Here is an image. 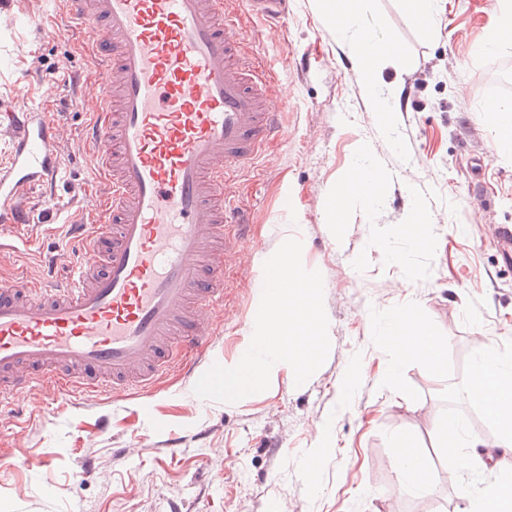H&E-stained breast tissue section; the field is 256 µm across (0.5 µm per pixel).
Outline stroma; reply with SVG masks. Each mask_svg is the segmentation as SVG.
Wrapping results in <instances>:
<instances>
[{
    "label": "stroma",
    "instance_id": "stroma-1",
    "mask_svg": "<svg viewBox=\"0 0 512 512\" xmlns=\"http://www.w3.org/2000/svg\"><path fill=\"white\" fill-rule=\"evenodd\" d=\"M0 11V168L10 161L15 127L6 113L18 106L53 108L61 130L56 201L67 209L92 192L94 151L81 136L88 116L74 104V72L97 88L99 65L82 51L74 31L41 38L32 18L64 23L59 0H6ZM437 27L428 33L411 18L407 0H370L366 25L391 37L402 69L385 68L382 96L395 110L390 134L369 111L350 42L336 33L320 0H288V12L269 26L248 0L236 8L246 35L275 71L283 95L284 141L271 145L260 175L240 194L255 224L238 242L242 266L258 279L284 238L303 243L302 262L319 270L331 347L324 365L302 386L287 371L268 390L235 402L197 396L194 380L173 372L152 396L66 405L47 383L20 395H0V512H267L280 500L288 512H462L459 489H482L499 473L484 460L464 467L434 448L430 416H464L472 430L494 439L496 430L469 394L472 358L481 337L512 348V267L502 261L497 231L512 225V155L499 153L500 131L486 103H512V52L473 57L497 0H440ZM42 83L27 81L28 73ZM368 156L380 176L375 203L348 199L340 218L328 201L347 169ZM483 195L471 194L474 183ZM419 192L435 240L419 249L404 235ZM41 191L24 205L31 222L30 255H0V276L25 266L32 279L41 255L67 241V224L51 220ZM405 255V278L379 260L378 246ZM257 291L229 280L223 326L209 362L233 364L243 337L252 335ZM405 309L436 336L447 368L428 372L404 362L395 385L381 369L394 352L379 318ZM357 366L358 387L343 395L338 383ZM410 435L437 474L431 495L418 497L399 481L394 442ZM178 437L177 453L165 442ZM55 462L35 469L43 449ZM316 455L315 481L304 462Z\"/></svg>",
    "mask_w": 512,
    "mask_h": 512
}]
</instances>
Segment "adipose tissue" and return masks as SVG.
Returning a JSON list of instances; mask_svg holds the SVG:
<instances>
[{"label":"adipose tissue","instance_id":"obj_1","mask_svg":"<svg viewBox=\"0 0 512 512\" xmlns=\"http://www.w3.org/2000/svg\"><path fill=\"white\" fill-rule=\"evenodd\" d=\"M512 48V0H498V12L483 40L476 46L478 56L503 53ZM351 57L358 71L370 112L381 130L393 124V112L381 98L377 78L378 66L400 67V52L387 38L365 32L351 44ZM379 174L368 161L351 167L340 181L330 200L332 214H339L345 199L364 197L375 199ZM380 330L397 353L384 373L386 383H394L406 358L421 359L432 373L446 367L440 345L430 329L417 317L399 311H389L380 318ZM470 390L485 416L494 424V440H486L472 432L463 418L433 420L432 434L436 448L452 451L457 447H495L497 466L503 473L496 484L473 491L462 487L465 502L463 512H512V354L501 350L492 339L483 341L470 367ZM398 475L402 483L419 496L430 495L435 485V473L413 438L400 437L395 442Z\"/></svg>","mask_w":512,"mask_h":512}]
</instances>
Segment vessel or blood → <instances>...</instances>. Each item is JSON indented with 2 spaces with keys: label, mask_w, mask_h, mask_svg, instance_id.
Wrapping results in <instances>:
<instances>
[{
  "label": "vessel or blood",
  "mask_w": 512,
  "mask_h": 512,
  "mask_svg": "<svg viewBox=\"0 0 512 512\" xmlns=\"http://www.w3.org/2000/svg\"><path fill=\"white\" fill-rule=\"evenodd\" d=\"M100 63L82 96L102 194L74 217L80 257L66 282L0 277V393L49 379L57 400L150 396L195 373L249 221L235 179L282 140L275 74L244 38L229 0H65ZM19 132L0 170V251L30 216L19 198L52 183L58 128L47 110L11 115Z\"/></svg>",
  "instance_id": "obj_1"
}]
</instances>
